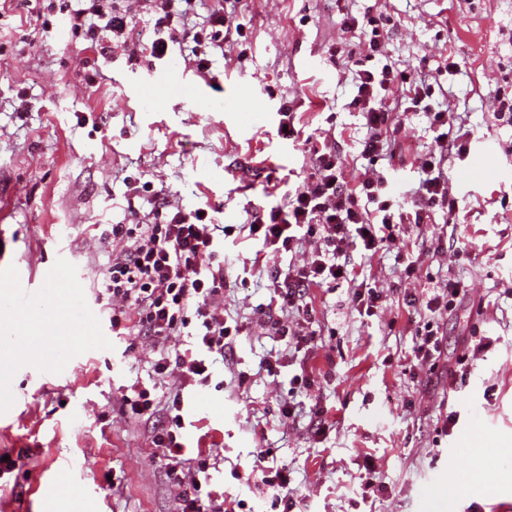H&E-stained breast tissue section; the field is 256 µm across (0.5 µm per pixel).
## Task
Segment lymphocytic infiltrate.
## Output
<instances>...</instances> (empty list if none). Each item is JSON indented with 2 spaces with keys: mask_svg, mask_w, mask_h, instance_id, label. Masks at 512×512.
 <instances>
[{
  "mask_svg": "<svg viewBox=\"0 0 512 512\" xmlns=\"http://www.w3.org/2000/svg\"><path fill=\"white\" fill-rule=\"evenodd\" d=\"M182 0H144L156 14L152 57L167 56L176 41L170 29L179 16ZM67 22L92 43L101 35H119L127 25L125 10L106 6L105 0H86L84 8L71 12ZM378 17L346 14L342 33H359L360 45L348 52L352 70V103L362 112L365 135L360 153L376 159L396 132L407 112L425 118L434 139L452 143L458 158L468 154L469 131L452 130L447 112L427 103V93L417 69L395 72L384 63L378 38ZM314 165L292 192L284 206L270 209L266 218H253L248 235L259 248L256 261L283 254L290 260L273 275L278 311H261L260 323L273 335L286 339L295 351L313 354L318 346L314 329L312 289L326 290L344 284L353 288L350 301L360 316L372 318L382 312V294L358 279L350 262L351 252L375 254L397 241L407 224H423L428 209L452 216L458 206L448 191V178L435 156L418 160L422 174L413 199L396 206L388 199L387 177L376 169L365 170L354 182L344 180L335 147L314 149ZM152 222L115 224L110 233L119 246L108 257L98 298L109 313L116 336H141L159 352L152 363L158 379L175 377L179 388L205 387L225 348L240 333L239 325L224 316V238L227 229L213 223L204 210L186 212L170 208L164 197H155ZM460 281L446 280L433 287L424 300L407 295L408 305L423 303L431 319L420 328L414 346V366L435 372L444 354L446 336L438 319L453 310L464 297ZM294 310L286 321L281 311ZM173 335L186 336L190 348L173 356L164 350ZM181 401L172 398L166 422L153 429L152 443L169 475L179 488L180 512H224V502L209 489V462L196 460L191 480H183L180 441Z\"/></svg>",
  "mask_w": 512,
  "mask_h": 512,
  "instance_id": "f902f5d3",
  "label": "lymphocytic infiltrate"
}]
</instances>
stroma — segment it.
<instances>
[{
  "label": "stroma",
  "mask_w": 512,
  "mask_h": 512,
  "mask_svg": "<svg viewBox=\"0 0 512 512\" xmlns=\"http://www.w3.org/2000/svg\"><path fill=\"white\" fill-rule=\"evenodd\" d=\"M77 0H7L0 8V283L16 281L41 320H0V454L24 466L0 483V512H177L175 491L151 442V424L131 419L123 395L154 384L148 340L113 336L96 298L111 243L93 240L98 224H134L156 192L188 210L211 211L230 226L224 241V316L242 333L208 388L184 391L185 455L211 450V488L241 501L240 512H282L260 482L261 465H287L306 512H502L512 505V118L496 117L512 95V0H226L211 77L194 67L193 40L174 45L166 63L143 50L155 19L131 0L127 48L100 57L64 24ZM380 15L387 63L420 67L432 107L470 130V156L487 152L493 175L465 176L466 165L414 116L375 162L360 155L364 119L351 104L345 52L336 51L343 13ZM460 66L442 72L445 55ZM191 81L195 105L166 110L143 100L159 73ZM296 113L289 139L279 107ZM250 108L242 118L234 108ZM335 142L347 181L368 166L393 171L398 203L419 175L416 153L441 155L459 199L451 219L433 211L420 227L375 255L351 253L360 277L384 291L385 312L367 319L346 288L315 291L322 333L310 364L313 386L290 394L300 356L256 323L273 298L281 257L253 265L255 248L235 227L283 204L312 167V147ZM443 246L444 256L433 250ZM421 264L413 292L456 278L468 293L443 323L449 360L479 337L491 344L465 377L446 370L411 377L416 331L429 318L403 301L400 254ZM461 252L450 263L446 253ZM73 270L65 284L90 324L75 340L73 314L44 307V275ZM279 359L275 372L266 362ZM155 385V384H154ZM297 405L283 421L284 402ZM323 408L327 428L315 431ZM457 421L441 432L438 419ZM473 430L477 454L454 456ZM267 450L259 459V450ZM372 454L384 496L359 493ZM443 492L424 500L429 485Z\"/></svg>",
  "instance_id": "1"
}]
</instances>
